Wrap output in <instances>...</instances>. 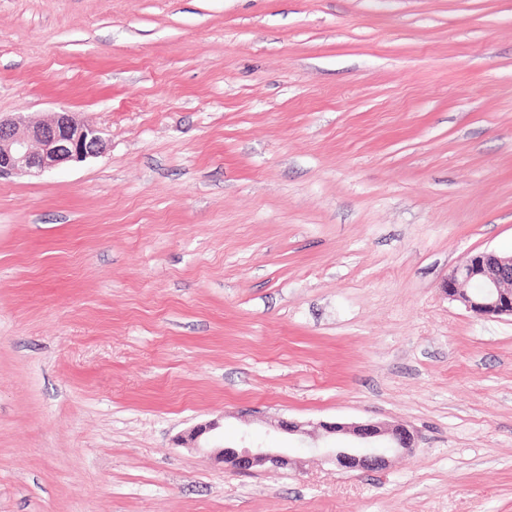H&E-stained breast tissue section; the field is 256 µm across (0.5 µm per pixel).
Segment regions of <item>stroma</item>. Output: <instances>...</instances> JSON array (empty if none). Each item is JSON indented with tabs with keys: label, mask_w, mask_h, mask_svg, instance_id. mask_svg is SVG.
Segmentation results:
<instances>
[{
	"label": "stroma",
	"mask_w": 512,
	"mask_h": 512,
	"mask_svg": "<svg viewBox=\"0 0 512 512\" xmlns=\"http://www.w3.org/2000/svg\"><path fill=\"white\" fill-rule=\"evenodd\" d=\"M63 109L106 152L0 177V512H512V319L442 291L512 253V0H0V117ZM278 427L288 434H298L314 438L330 437L336 434L354 436L360 446L353 448H311L321 452L324 457L338 467L349 470L372 471L386 465L387 455L396 451H408L416 448L418 435L414 429L405 425L388 426L381 423L343 424L323 422L319 425L321 434L303 428L295 422L278 423ZM213 457L224 466L237 472L255 469L284 468L292 461L284 448H237L212 447Z\"/></svg>",
	"instance_id": "35a3bbf8"
}]
</instances>
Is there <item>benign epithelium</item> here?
Segmentation results:
<instances>
[{
    "label": "benign epithelium",
    "instance_id": "obj_1",
    "mask_svg": "<svg viewBox=\"0 0 512 512\" xmlns=\"http://www.w3.org/2000/svg\"><path fill=\"white\" fill-rule=\"evenodd\" d=\"M106 149L101 132L67 109L54 113L47 121L29 123L23 129L14 120L0 119V177L32 169L49 171L67 162L100 156ZM474 282L484 288L477 297L470 290ZM443 291L448 299L476 317H512V254L492 250L473 254L464 265L448 274ZM319 428L323 437L350 434L358 440L359 446L353 448L319 449L327 460L349 470L379 469L386 465L389 453L409 452L418 441L417 432L405 425L323 422ZM211 453L218 462L237 472L284 468L291 462L284 448L213 447Z\"/></svg>",
    "mask_w": 512,
    "mask_h": 512
}]
</instances>
